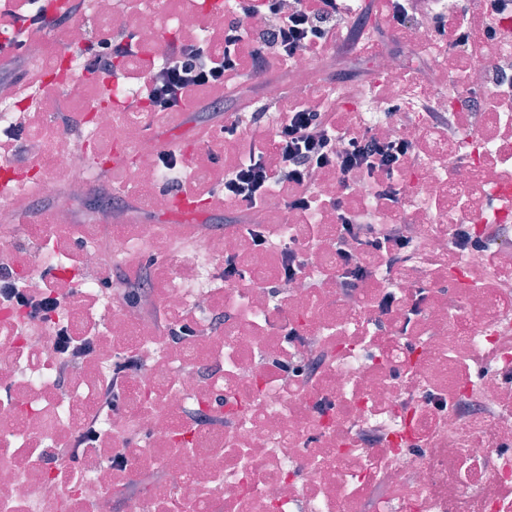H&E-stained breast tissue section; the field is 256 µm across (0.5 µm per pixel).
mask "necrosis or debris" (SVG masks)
Segmentation results:
<instances>
[{
	"mask_svg": "<svg viewBox=\"0 0 512 512\" xmlns=\"http://www.w3.org/2000/svg\"><path fill=\"white\" fill-rule=\"evenodd\" d=\"M434 2L449 27L466 23L468 39L456 47L407 23L401 33L423 74L392 42L370 39L360 53L378 75L371 90L329 80L336 58L327 50L284 63L289 83L265 79V96L343 104L344 128L408 138L420 158L400 171L396 206L333 171L303 213L284 215L272 191L271 244L262 248L239 225L196 224L195 245L175 252L174 225L137 224L117 207L85 214L90 193L108 199L114 188L91 183L53 113L0 81V131L23 125L27 143L22 153L0 147V163L17 194L35 181L55 196L75 241L63 248L60 225H21L12 215L0 220V263L33 292L80 272L68 329L98 345L60 374L52 353L18 334L17 317L0 306V512H512V287H502L512 284V12L496 15L502 34L491 39L485 0ZM87 11L96 28L135 36L140 52L119 94L140 109L100 105L78 122L111 151L138 156L112 175L139 208H167L150 83L166 36L207 38L212 15L198 0H125L121 11L114 0H87ZM88 36L75 22L62 49L33 51L55 88L79 70L70 50ZM435 113L453 117L451 132L434 125ZM339 199L377 223H408L427 262L392 268L351 244L365 276L341 298ZM462 226L472 239L493 237L482 263L457 245ZM145 242L167 255L168 273L137 305L115 304L96 280L102 256L135 263ZM285 244L305 262L303 282L279 281ZM234 254L246 260L247 281L224 279ZM387 294L392 302L381 306ZM157 308L190 335H159ZM120 356L138 367L123 379L119 410H100ZM319 356L321 374L309 379ZM188 409L223 416V428L187 421ZM91 417L98 441L78 466L63 465L59 448ZM363 429L379 430L381 442L362 441Z\"/></svg>",
	"mask_w": 512,
	"mask_h": 512,
	"instance_id": "4bbe7bcc",
	"label": "necrosis or debris"
}]
</instances>
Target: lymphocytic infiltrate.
<instances>
[{"instance_id": "lymphocytic-infiltrate-1", "label": "lymphocytic infiltrate", "mask_w": 512, "mask_h": 512, "mask_svg": "<svg viewBox=\"0 0 512 512\" xmlns=\"http://www.w3.org/2000/svg\"><path fill=\"white\" fill-rule=\"evenodd\" d=\"M265 8L276 23L256 32L248 21L254 12L251 0H235V16L212 31L208 39L178 37L164 47V66L151 81L150 97L157 111H185L196 92L214 90L204 108L215 112L220 107L218 95L224 85L235 79L247 82L267 72L273 60L286 61L300 52H316L331 41L344 47L357 46L358 33L354 11L346 0H306L299 9L282 12L279 0H265ZM83 11V0H70V6L57 18H49L46 9L29 0L27 6L10 12L5 31L7 44L0 49L19 54L26 48L30 34L47 21L62 26L74 22ZM423 20L437 36H444L448 21L437 12L432 0H391V20L405 25L410 19ZM89 63L92 72L121 77L119 63L138 51L134 37L121 39L103 35L93 45ZM275 113L279 122L269 141L253 145L245 159L223 163L219 177L194 183V190L214 199H231L252 210L263 205L273 188L284 191L283 205L288 210H307L318 199V179L329 169L342 177L359 175L373 184L377 194L398 202L399 189L392 177L401 167L416 161L419 150L412 141L385 139L369 132H353L344 151H337L340 125L335 113L317 104L280 98L263 101L250 112H234L224 117V137L234 141L244 123L257 122ZM338 242L353 240L381 252L388 265H411L413 257L424 256L421 244L413 241L402 224H373L355 212L340 210ZM69 293H44L39 296L20 288L8 267L0 268V301L25 309L20 331H32L35 323L59 312L69 300Z\"/></svg>"}]
</instances>
